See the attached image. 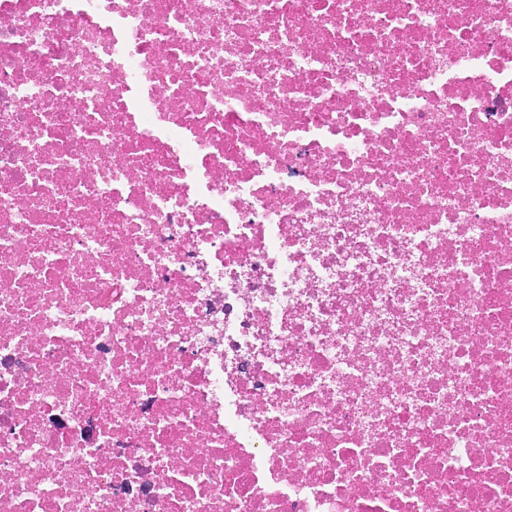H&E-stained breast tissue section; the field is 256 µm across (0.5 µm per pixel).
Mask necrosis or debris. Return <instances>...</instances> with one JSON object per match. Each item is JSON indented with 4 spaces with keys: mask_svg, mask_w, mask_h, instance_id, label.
I'll return each mask as SVG.
<instances>
[{
    "mask_svg": "<svg viewBox=\"0 0 512 512\" xmlns=\"http://www.w3.org/2000/svg\"><path fill=\"white\" fill-rule=\"evenodd\" d=\"M0 512H512V0H0Z\"/></svg>",
    "mask_w": 512,
    "mask_h": 512,
    "instance_id": "4bbe7bcc",
    "label": "necrosis or debris"
}]
</instances>
